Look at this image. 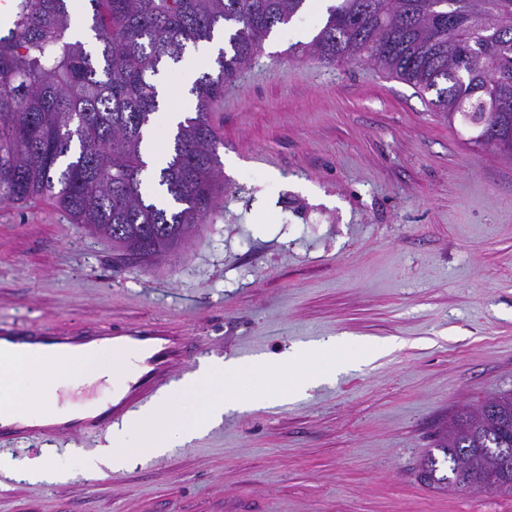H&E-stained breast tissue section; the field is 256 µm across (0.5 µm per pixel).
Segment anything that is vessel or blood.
<instances>
[{
  "label": "vessel or blood",
  "mask_w": 512,
  "mask_h": 512,
  "mask_svg": "<svg viewBox=\"0 0 512 512\" xmlns=\"http://www.w3.org/2000/svg\"><path fill=\"white\" fill-rule=\"evenodd\" d=\"M96 342L108 348L123 347L142 354L141 370L134 385L104 411L92 416L55 418L44 425L26 426L18 423L0 425V441L23 436H40L46 439L90 434L108 429L127 420L131 411L148 401L156 390L167 383L190 360L186 339L181 332L160 323H138L116 336L102 330ZM16 345L37 344L47 349L83 344L84 339L74 331L28 326L25 328L1 326L0 343Z\"/></svg>",
  "instance_id": "b4317fda"
}]
</instances>
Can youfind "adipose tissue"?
I'll use <instances>...</instances> for the list:
<instances>
[{
  "instance_id": "adipose-tissue-1",
  "label": "adipose tissue",
  "mask_w": 512,
  "mask_h": 512,
  "mask_svg": "<svg viewBox=\"0 0 512 512\" xmlns=\"http://www.w3.org/2000/svg\"><path fill=\"white\" fill-rule=\"evenodd\" d=\"M137 361L134 353L109 352L94 342L65 353L0 345V416L8 422L36 424L60 415L56 401L46 396L48 388L81 373L115 384L133 376Z\"/></svg>"
}]
</instances>
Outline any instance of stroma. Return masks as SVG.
<instances>
[{
    "mask_svg": "<svg viewBox=\"0 0 512 512\" xmlns=\"http://www.w3.org/2000/svg\"><path fill=\"white\" fill-rule=\"evenodd\" d=\"M324 20L300 12L225 84L223 191L179 252L134 265L52 199L0 203V324L161 322L198 346L186 380L336 337L391 351L116 472L87 470L107 431L0 442V512H512V496L417 478L453 418L512 390V159L371 63L293 54ZM215 57L166 68L162 110ZM113 393L82 376L57 399L95 414ZM34 458L66 479L17 473Z\"/></svg>",
    "mask_w": 512,
    "mask_h": 512,
    "instance_id": "stroma-1",
    "label": "stroma"
}]
</instances>
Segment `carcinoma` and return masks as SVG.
I'll use <instances>...</instances> for the list:
<instances>
[{"instance_id": "1", "label": "carcinoma", "mask_w": 512, "mask_h": 512, "mask_svg": "<svg viewBox=\"0 0 512 512\" xmlns=\"http://www.w3.org/2000/svg\"><path fill=\"white\" fill-rule=\"evenodd\" d=\"M308 0H85L100 43L73 39L74 0H15L0 35V202L50 197L77 223L145 262L178 248L216 207L219 140L209 114L224 83ZM301 52L321 62L367 59L461 115L473 144L512 156V0H332ZM224 38L190 93L165 164L142 145L160 110L158 80L186 49ZM512 447V391L448 424L419 465L446 492L483 449Z\"/></svg>"}]
</instances>
